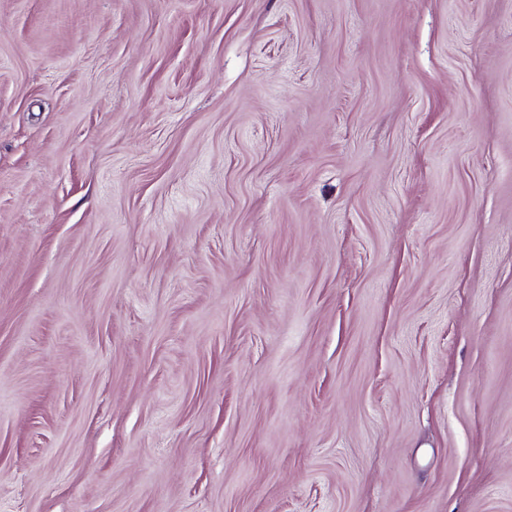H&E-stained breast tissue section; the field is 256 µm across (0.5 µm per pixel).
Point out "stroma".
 I'll use <instances>...</instances> for the list:
<instances>
[{"instance_id":"stroma-1","label":"stroma","mask_w":512,"mask_h":512,"mask_svg":"<svg viewBox=\"0 0 512 512\" xmlns=\"http://www.w3.org/2000/svg\"><path fill=\"white\" fill-rule=\"evenodd\" d=\"M0 512H512V0H0Z\"/></svg>"}]
</instances>
